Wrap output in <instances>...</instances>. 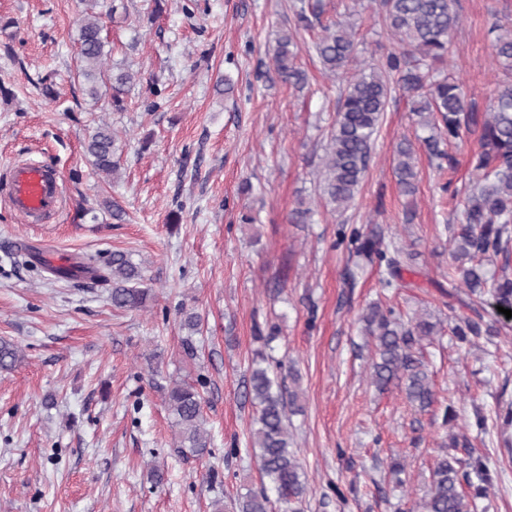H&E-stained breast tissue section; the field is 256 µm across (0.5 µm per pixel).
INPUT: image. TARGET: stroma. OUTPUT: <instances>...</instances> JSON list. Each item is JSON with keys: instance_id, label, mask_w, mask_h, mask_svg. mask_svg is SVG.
Masks as SVG:
<instances>
[{"instance_id": "stroma-1", "label": "stroma", "mask_w": 512, "mask_h": 512, "mask_svg": "<svg viewBox=\"0 0 512 512\" xmlns=\"http://www.w3.org/2000/svg\"><path fill=\"white\" fill-rule=\"evenodd\" d=\"M293 2L98 0L115 13L108 63L142 73L117 111L72 77L84 0H0V338L23 353L0 370V512H232L238 495L262 488L243 398L259 350L286 364L298 396L288 416L307 484L298 512H423L438 459L469 453L491 476L473 512H512V453L497 418L512 401V318L491 297L438 289L448 227L464 220L442 186L475 180L476 139L448 146L441 170L419 150L417 192L401 194L394 151L421 129L411 96L398 97L354 203L342 211L321 200L339 83L304 31L305 87L267 80ZM324 2L322 22L349 21L363 41L357 67L384 60L394 41L376 0ZM455 10L447 67L483 115L504 80L492 48L496 29L512 30V0H455ZM226 78L233 93L218 88ZM102 124L116 137L110 182L85 153ZM32 156L63 188L61 209L40 224L7 195L10 168ZM301 204L308 223H289ZM342 224L414 252L413 287L382 288L381 269L337 246ZM116 251L142 269V308H115L107 288L52 273ZM377 301L441 324L422 343L429 408L372 382L375 348L360 317ZM188 312L203 320L191 353ZM466 319L493 340L459 343L452 330ZM183 381L200 392L212 436L200 458L178 449L165 400Z\"/></svg>"}]
</instances>
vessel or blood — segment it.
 I'll return each instance as SVG.
<instances>
[{"mask_svg": "<svg viewBox=\"0 0 512 512\" xmlns=\"http://www.w3.org/2000/svg\"><path fill=\"white\" fill-rule=\"evenodd\" d=\"M9 195L18 213L39 221L61 202L60 177L54 168L39 161L16 165L9 172Z\"/></svg>", "mask_w": 512, "mask_h": 512, "instance_id": "b4317fda", "label": "vessel or blood"}]
</instances>
